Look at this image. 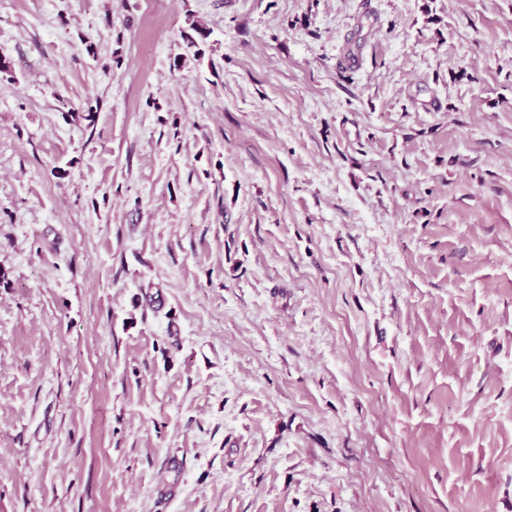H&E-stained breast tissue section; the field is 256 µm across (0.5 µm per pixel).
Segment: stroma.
I'll return each instance as SVG.
<instances>
[{
    "instance_id": "35a3bbf8",
    "label": "stroma",
    "mask_w": 512,
    "mask_h": 512,
    "mask_svg": "<svg viewBox=\"0 0 512 512\" xmlns=\"http://www.w3.org/2000/svg\"><path fill=\"white\" fill-rule=\"evenodd\" d=\"M0 57V512H512V0H0Z\"/></svg>"
}]
</instances>
